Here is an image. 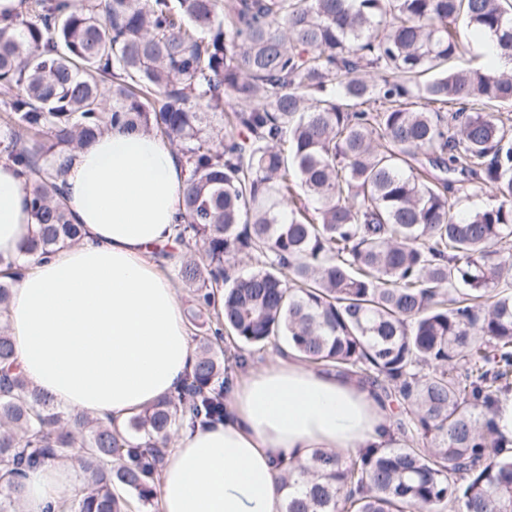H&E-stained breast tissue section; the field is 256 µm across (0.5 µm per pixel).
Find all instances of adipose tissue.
<instances>
[{"instance_id":"ef3b65f1","label":"adipose tissue","mask_w":512,"mask_h":512,"mask_svg":"<svg viewBox=\"0 0 512 512\" xmlns=\"http://www.w3.org/2000/svg\"><path fill=\"white\" fill-rule=\"evenodd\" d=\"M188 174L159 136L116 126L76 152L64 176L74 247L32 261L8 321L26 378L61 409L122 422L176 393L194 347L154 249L174 242ZM19 169L0 159V258L21 259L33 234ZM224 418L182 427L158 481L160 512H281L276 479L314 449L384 447L389 404L357 379L274 356L261 370L225 359ZM63 463L30 470L24 512L74 489Z\"/></svg>"}]
</instances>
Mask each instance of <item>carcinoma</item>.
I'll list each match as a JSON object with an SVG mask.
<instances>
[{
    "instance_id": "1",
    "label": "carcinoma",
    "mask_w": 512,
    "mask_h": 512,
    "mask_svg": "<svg viewBox=\"0 0 512 512\" xmlns=\"http://www.w3.org/2000/svg\"><path fill=\"white\" fill-rule=\"evenodd\" d=\"M463 30L512 58V0H20L0 14V154L35 221L24 253L82 238L63 161L114 125L154 133L190 172L176 242L201 244L158 254L193 316L222 303L177 394L119 428L25 379L8 326L19 272L1 270L0 512H22L27 471L56 460L83 476L56 512L151 503L171 431L224 418L226 334L286 344L395 412L397 448L289 464L283 512H512V439L494 420L512 388V72L452 69Z\"/></svg>"
}]
</instances>
